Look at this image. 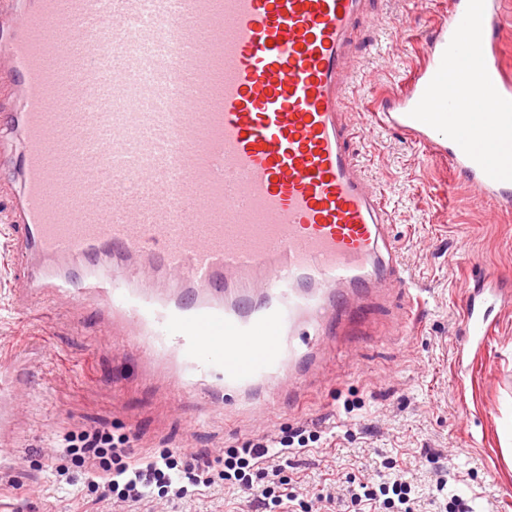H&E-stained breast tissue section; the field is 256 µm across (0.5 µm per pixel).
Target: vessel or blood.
<instances>
[{
	"mask_svg": "<svg viewBox=\"0 0 512 512\" xmlns=\"http://www.w3.org/2000/svg\"><path fill=\"white\" fill-rule=\"evenodd\" d=\"M377 0H0V110L20 150L15 277L32 301L99 300L176 389L272 403L299 385L328 313L409 293L385 195L345 119L357 32ZM495 0H449L423 68L385 122L447 150L478 200L512 202V82ZM77 256L78 273L37 267ZM160 268L168 294L126 263ZM498 292L466 306L458 366ZM17 370L0 368V445Z\"/></svg>",
	"mask_w": 512,
	"mask_h": 512,
	"instance_id": "obj_1",
	"label": "vessel or blood"
}]
</instances>
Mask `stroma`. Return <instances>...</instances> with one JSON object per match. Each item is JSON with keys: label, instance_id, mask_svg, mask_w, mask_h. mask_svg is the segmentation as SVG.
<instances>
[{"label": "stroma", "instance_id": "stroma-1", "mask_svg": "<svg viewBox=\"0 0 512 512\" xmlns=\"http://www.w3.org/2000/svg\"><path fill=\"white\" fill-rule=\"evenodd\" d=\"M447 11L448 0H379L359 36L349 114L421 305L408 310L400 293L369 302L364 322L329 342L300 397L280 398L264 414L208 408L173 391L163 373H145L141 353L107 340L94 305L56 300L32 315L8 268L13 194L11 183L0 186V363L28 375L15 454L0 457V512H127L53 476L78 470L56 453V435L99 424L127 435L139 453L205 449L219 470L227 449L307 428L318 441L289 456L280 478L308 504L332 494L321 512H360L347 487L395 471L421 494L415 512H439L446 499L471 512H512V208L476 201L438 145L381 121L384 99L409 84ZM396 22L404 37L392 34ZM490 275L504 296L461 374L455 348L466 296ZM151 512L261 509L242 491L206 490L184 501L157 488Z\"/></svg>", "mask_w": 512, "mask_h": 512}]
</instances>
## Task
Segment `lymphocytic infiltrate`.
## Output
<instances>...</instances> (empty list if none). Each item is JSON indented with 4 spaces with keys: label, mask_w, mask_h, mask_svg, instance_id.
Instances as JSON below:
<instances>
[{
    "label": "lymphocytic infiltrate",
    "mask_w": 512,
    "mask_h": 512,
    "mask_svg": "<svg viewBox=\"0 0 512 512\" xmlns=\"http://www.w3.org/2000/svg\"><path fill=\"white\" fill-rule=\"evenodd\" d=\"M306 443L304 433L300 432L292 440L266 438L230 450L224 459L225 487L249 490L254 477L277 478L281 459L292 454L294 445ZM58 447L73 455L83 467L87 487L108 490L117 501L128 505L148 502L151 487L158 484L180 499L188 497L191 491L215 485L213 467L204 453L166 448L137 456L128 437L114 436L104 428L64 436ZM410 491V485L399 477L376 490L364 488L353 499L370 512H390L395 504L407 503Z\"/></svg>",
    "instance_id": "1"
}]
</instances>
